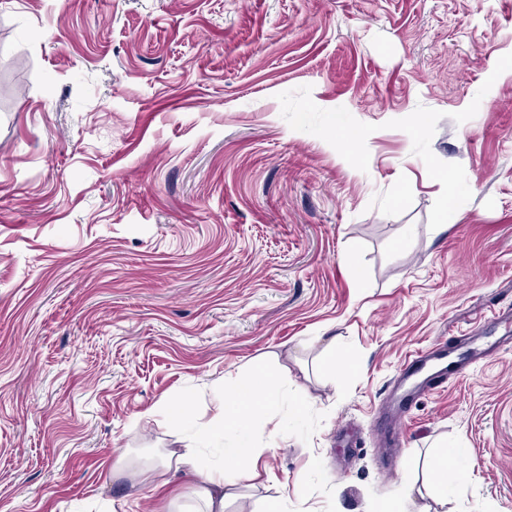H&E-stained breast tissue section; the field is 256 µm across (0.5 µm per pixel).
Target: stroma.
<instances>
[{"instance_id":"stroma-1","label":"stroma","mask_w":512,"mask_h":512,"mask_svg":"<svg viewBox=\"0 0 512 512\" xmlns=\"http://www.w3.org/2000/svg\"><path fill=\"white\" fill-rule=\"evenodd\" d=\"M4 81L0 512H190L274 353L228 512H512V0H0ZM286 382L266 367L257 366L252 375L240 384L224 387V396L219 400L217 412L204 425L198 426L196 417L182 407L167 408L168 413L189 429L205 439L224 437V431L248 432L252 428L258 410L270 409L278 394H286ZM265 448H256L248 440H242L225 457L223 468H204L199 462V448L188 446L166 454L156 465L148 466L144 473L155 480L154 489L164 488L169 483L167 474L174 468V474L196 489L193 512H225L227 503L236 497L238 472L257 475V465Z\"/></svg>"}]
</instances>
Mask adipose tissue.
<instances>
[{
	"label": "adipose tissue",
	"mask_w": 512,
	"mask_h": 512,
	"mask_svg": "<svg viewBox=\"0 0 512 512\" xmlns=\"http://www.w3.org/2000/svg\"><path fill=\"white\" fill-rule=\"evenodd\" d=\"M287 391L279 375L259 366L246 381L225 387L216 413L206 424H198L194 416L179 406L173 407L170 414L187 428L196 430L199 436L215 439L228 431H250L256 412L272 408L278 395ZM261 455V449L243 440L231 449L223 467L205 468L199 462L198 448L190 446L169 452L159 464L149 466L148 472L159 489L167 485V475L171 472L195 487L193 512H225L228 502L235 497L237 473H256Z\"/></svg>",
	"instance_id": "adipose-tissue-1"
}]
</instances>
